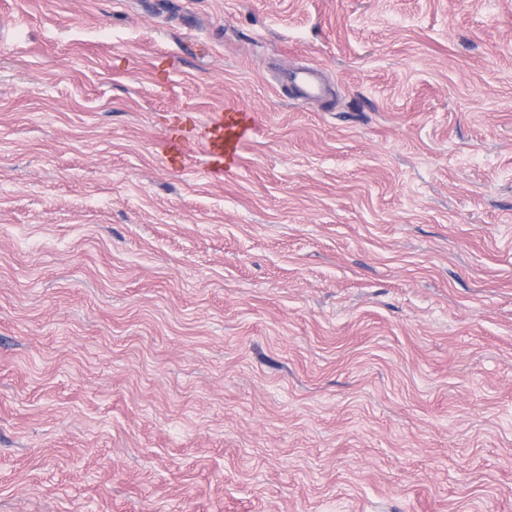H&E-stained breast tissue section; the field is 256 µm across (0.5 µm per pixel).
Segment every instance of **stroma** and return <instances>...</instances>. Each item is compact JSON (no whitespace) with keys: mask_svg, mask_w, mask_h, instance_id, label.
<instances>
[{"mask_svg":"<svg viewBox=\"0 0 512 512\" xmlns=\"http://www.w3.org/2000/svg\"><path fill=\"white\" fill-rule=\"evenodd\" d=\"M0 512H512V0H0ZM288 79L298 87L300 96L303 99H317L324 91L323 85L319 81L315 70H297L292 72ZM253 133L254 127L247 125L243 117L236 114H227L211 126L205 138V147L211 159L209 174L213 179L224 177V161L232 160L238 143Z\"/></svg>","mask_w":512,"mask_h":512,"instance_id":"1","label":"stroma"}]
</instances>
